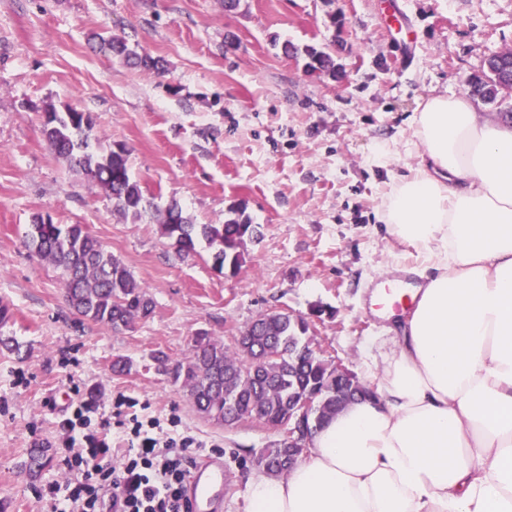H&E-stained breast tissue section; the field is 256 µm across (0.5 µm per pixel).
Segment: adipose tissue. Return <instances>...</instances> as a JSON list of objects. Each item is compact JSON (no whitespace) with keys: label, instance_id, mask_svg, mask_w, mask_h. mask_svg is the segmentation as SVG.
Wrapping results in <instances>:
<instances>
[{"label":"adipose tissue","instance_id":"ef3b65f1","mask_svg":"<svg viewBox=\"0 0 512 512\" xmlns=\"http://www.w3.org/2000/svg\"><path fill=\"white\" fill-rule=\"evenodd\" d=\"M424 151L384 221L424 287L375 401L346 404L282 477L252 471L250 512H512V124L464 96L413 117Z\"/></svg>","mask_w":512,"mask_h":512}]
</instances>
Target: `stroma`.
I'll return each mask as SVG.
<instances>
[{
  "instance_id": "1",
  "label": "stroma",
  "mask_w": 512,
  "mask_h": 512,
  "mask_svg": "<svg viewBox=\"0 0 512 512\" xmlns=\"http://www.w3.org/2000/svg\"><path fill=\"white\" fill-rule=\"evenodd\" d=\"M395 11L411 34L388 28ZM97 34L125 38L162 72L100 52ZM285 41L297 54H283ZM308 46L335 53L345 80L308 74ZM507 47L512 0H242L235 13L222 0H0V512H51L37 493L69 479L56 424L75 394L100 418H115L122 396L177 418L199 443L193 459L224 461L217 512H250V459L274 432L200 418L155 353L177 361L197 332L229 344L259 314L317 310L323 357L366 378L364 357L393 349L372 285L419 262L383 221L393 184L421 159L414 113L465 93ZM51 106L89 112L102 145L123 144L155 206L177 199L198 224L244 207L259 232L242 266L218 269L205 249L179 257L151 220L115 213L48 147ZM39 213L84 225L146 287L152 316L116 332L71 310L58 272L24 245ZM120 356L130 368L117 376ZM36 446L48 462L33 478L24 462Z\"/></svg>"
}]
</instances>
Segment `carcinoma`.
Masks as SVG:
<instances>
[{
	"label": "carcinoma",
	"instance_id": "cac0c4a2",
	"mask_svg": "<svg viewBox=\"0 0 512 512\" xmlns=\"http://www.w3.org/2000/svg\"><path fill=\"white\" fill-rule=\"evenodd\" d=\"M98 48L129 65L162 69L160 60L138 54L121 37H101ZM305 54L307 71L332 80L343 76L332 54L313 47L305 49ZM487 63L488 69L471 77L468 90L472 97L494 103L508 89L512 59L498 53ZM41 132L54 154L74 163L105 191L116 212L135 223L150 216L178 255L196 254L202 246L210 250L218 268L241 267L245 239L257 233L243 208L231 209L222 224H196L175 199L162 209L153 207L131 175L126 148L102 147L88 112H53ZM26 239L40 259L60 271L66 301L80 316L125 331L152 315L154 302L145 286L84 225L56 224L51 216L38 215L28 225ZM307 333L305 317L273 312L242 342L227 345L199 332L183 360L171 366L161 353L155 361L158 371L182 381L198 415L216 425L233 424L235 411L240 416L256 415L271 425L285 424L298 397L311 392L317 394V407L309 423L318 428L347 403L372 394L356 375L339 376L331 363L310 352L305 346ZM260 355L265 357L264 365L245 370L242 358ZM47 452L46 448L30 452L25 463L29 475L40 473ZM258 467L274 476L287 473L288 448L278 440L270 442L260 451Z\"/></svg>",
	"mask_w": 512,
	"mask_h": 512
}]
</instances>
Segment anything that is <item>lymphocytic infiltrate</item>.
<instances>
[{"instance_id": "obj_1", "label": "lymphocytic infiltrate", "mask_w": 512, "mask_h": 512, "mask_svg": "<svg viewBox=\"0 0 512 512\" xmlns=\"http://www.w3.org/2000/svg\"><path fill=\"white\" fill-rule=\"evenodd\" d=\"M91 406L71 402L58 422L61 460L73 479L67 487L52 483L39 498L53 503V512H189L184 500L189 450L194 437L173 438L150 413L131 414L122 426L123 458L113 463L112 425L92 423Z\"/></svg>"}]
</instances>
